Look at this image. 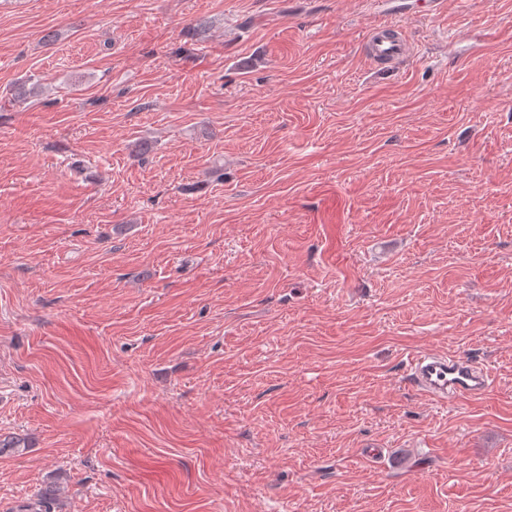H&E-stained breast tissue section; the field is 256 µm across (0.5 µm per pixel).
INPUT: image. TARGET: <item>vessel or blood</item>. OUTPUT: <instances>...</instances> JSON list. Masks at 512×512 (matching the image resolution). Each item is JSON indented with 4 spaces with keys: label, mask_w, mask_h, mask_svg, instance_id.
Returning <instances> with one entry per match:
<instances>
[{
    "label": "vessel or blood",
    "mask_w": 512,
    "mask_h": 512,
    "mask_svg": "<svg viewBox=\"0 0 512 512\" xmlns=\"http://www.w3.org/2000/svg\"><path fill=\"white\" fill-rule=\"evenodd\" d=\"M370 50L376 59L395 61L404 57L402 39H388L382 28L370 37ZM408 380L420 393L442 402H455L481 396L489 387V372L471 361L430 351L412 357Z\"/></svg>",
    "instance_id": "1"
}]
</instances>
